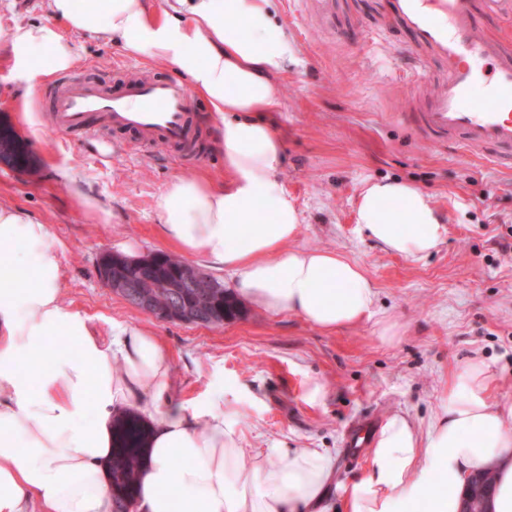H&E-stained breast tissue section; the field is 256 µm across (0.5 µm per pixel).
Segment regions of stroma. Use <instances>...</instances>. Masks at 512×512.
Wrapping results in <instances>:
<instances>
[{"instance_id": "35a3bbf8", "label": "stroma", "mask_w": 512, "mask_h": 512, "mask_svg": "<svg viewBox=\"0 0 512 512\" xmlns=\"http://www.w3.org/2000/svg\"><path fill=\"white\" fill-rule=\"evenodd\" d=\"M288 35V64L276 78L282 108L266 119L284 146L278 178L299 211L291 246L329 249L357 263L376 290L372 318L325 332L288 313L249 303L221 327L165 322L103 288L104 251L137 257L169 251L159 231V198L173 177L226 178L212 148L207 104L197 100L198 147L192 154L136 134L60 135L48 125L58 78L26 91L0 70V124L33 154L29 167L0 158V203L48 224L60 253L63 299L97 327L111 321L153 329L171 361L177 399L223 401L243 433L245 456L281 441L336 459L330 490L341 504L364 460L346 449L350 429L394 412L426 429L440 411L450 373L466 359L487 361L497 375L492 404L512 406V150L491 158L423 138L408 101L417 65L399 29L377 35L382 0H337L321 19L309 0H271ZM75 75L117 89L131 59L105 38L74 36ZM369 179H399L428 194L443 226L441 242L417 258L387 252L356 221ZM110 208L111 223L90 220L80 196ZM398 325L385 340L377 325ZM323 387L309 400L312 383Z\"/></svg>"}]
</instances>
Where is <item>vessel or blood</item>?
<instances>
[{"label": "vessel or blood", "mask_w": 512, "mask_h": 512, "mask_svg": "<svg viewBox=\"0 0 512 512\" xmlns=\"http://www.w3.org/2000/svg\"><path fill=\"white\" fill-rule=\"evenodd\" d=\"M383 11L385 25L408 34L419 65L443 66L437 79H417L425 93L414 118L423 132L475 155L491 147L512 149V36L487 33L478 23L482 16L512 14V0H384ZM95 114L112 130L176 148L193 144L198 132L188 86L138 76L112 93L68 77L53 96L48 121L56 133L69 135L88 131ZM147 439V429L135 419L117 426V447Z\"/></svg>", "instance_id": "b4317fda"}]
</instances>
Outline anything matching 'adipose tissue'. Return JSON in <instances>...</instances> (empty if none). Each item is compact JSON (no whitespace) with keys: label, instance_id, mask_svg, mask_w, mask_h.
<instances>
[{"label":"adipose tissue","instance_id":"ef3b65f1","mask_svg":"<svg viewBox=\"0 0 512 512\" xmlns=\"http://www.w3.org/2000/svg\"><path fill=\"white\" fill-rule=\"evenodd\" d=\"M42 23L0 26V63L34 89L74 69L64 30L105 36L126 55L158 60L202 97L215 123L228 185L176 177L163 188L160 231L181 254L224 269L237 296L326 331L371 317L376 292L333 250H293L296 205L277 177L282 143L264 112L280 111L274 79L288 42L270 0H48ZM357 222L385 250L430 254L442 226L432 200L401 181H367ZM48 225L0 204V512H328L334 459L273 444L245 457L223 405L174 400L171 365L149 328L113 322L102 334L63 301L59 253ZM484 360L450 378L427 430L387 417L343 512H459L471 474L495 477L494 512H512V409L491 405ZM149 428L133 502L109 488L116 422Z\"/></svg>","mask_w":512,"mask_h":512}]
</instances>
